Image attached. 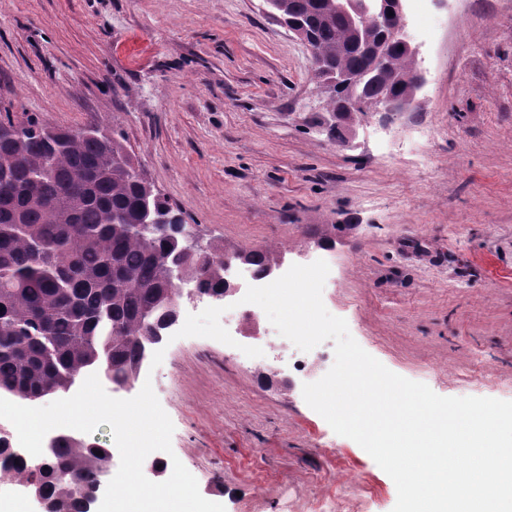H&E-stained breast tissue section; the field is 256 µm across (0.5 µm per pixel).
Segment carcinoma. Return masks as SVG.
Returning a JSON list of instances; mask_svg holds the SVG:
<instances>
[{
    "instance_id": "cac0c4a2",
    "label": "carcinoma",
    "mask_w": 512,
    "mask_h": 512,
    "mask_svg": "<svg viewBox=\"0 0 512 512\" xmlns=\"http://www.w3.org/2000/svg\"><path fill=\"white\" fill-rule=\"evenodd\" d=\"M331 2H268L285 25L305 26L327 79L366 65L355 48L359 34ZM386 50L389 73L371 75L355 94L324 89L329 112L357 98V107L336 120V140H344L339 128L412 90L414 59L397 43ZM191 230L117 138L97 127L65 131L33 117L19 122L0 107V394L33 402L92 369L108 372L115 384L131 383L176 310L169 262L181 259L183 279L198 292L227 291L224 248L179 257ZM240 254L259 277L279 261L273 248ZM1 454L19 463L0 479L30 484L55 512H86L111 457L82 438L61 439L50 457L30 459L0 437Z\"/></svg>"
}]
</instances>
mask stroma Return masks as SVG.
<instances>
[{
  "label": "stroma",
  "mask_w": 512,
  "mask_h": 512,
  "mask_svg": "<svg viewBox=\"0 0 512 512\" xmlns=\"http://www.w3.org/2000/svg\"><path fill=\"white\" fill-rule=\"evenodd\" d=\"M416 109L336 143L305 47L265 0H0V101L101 126L205 241L329 259L322 298L390 371L512 401V0H431ZM429 128L426 165L396 142ZM343 225L330 245L317 239ZM172 449L226 512L320 496L392 512L393 480L269 371L204 337L162 342ZM486 376L483 387L462 385Z\"/></svg>",
  "instance_id": "obj_1"
}]
</instances>
